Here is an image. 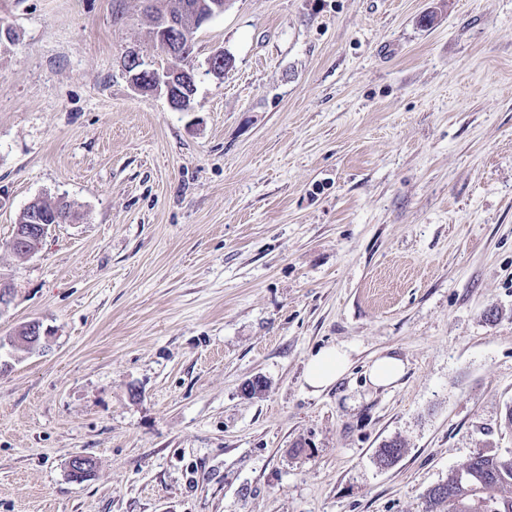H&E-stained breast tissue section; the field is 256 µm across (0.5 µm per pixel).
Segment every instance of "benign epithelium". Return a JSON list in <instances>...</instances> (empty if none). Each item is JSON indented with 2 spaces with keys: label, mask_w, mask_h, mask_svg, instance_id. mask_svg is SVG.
<instances>
[{
  "label": "benign epithelium",
  "mask_w": 512,
  "mask_h": 512,
  "mask_svg": "<svg viewBox=\"0 0 512 512\" xmlns=\"http://www.w3.org/2000/svg\"><path fill=\"white\" fill-rule=\"evenodd\" d=\"M232 0H211L209 6L200 11L196 7L178 15H173L166 9L164 0H149V6L155 22L152 39L159 52L166 57L168 65L163 69L152 67L138 54L128 55L125 68L133 88L141 93H158L165 95L170 107L176 111L189 110V101L195 91L194 68L178 65L183 54L184 45L189 32L201 27L212 18L224 13ZM208 71L221 72L229 68L232 58L220 50L208 60ZM50 224H19L11 240V250L19 258L32 255L45 238ZM48 338L41 324L32 321L19 328L12 346L33 351L42 346ZM89 465L86 457L77 455L69 461V473L75 480L88 478Z\"/></svg>",
  "instance_id": "obj_1"
}]
</instances>
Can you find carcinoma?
<instances>
[{
	"label": "carcinoma",
	"mask_w": 512,
	"mask_h": 512,
	"mask_svg": "<svg viewBox=\"0 0 512 512\" xmlns=\"http://www.w3.org/2000/svg\"><path fill=\"white\" fill-rule=\"evenodd\" d=\"M404 445L391 440L377 451V458L394 464L402 456ZM461 467L475 474L465 491L457 487L454 469L448 478L425 494V512H512V453L490 454L475 451Z\"/></svg>",
	"instance_id": "1"
}]
</instances>
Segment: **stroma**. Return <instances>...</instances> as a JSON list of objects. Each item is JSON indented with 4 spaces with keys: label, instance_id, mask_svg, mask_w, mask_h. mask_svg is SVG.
Segmentation results:
<instances>
[{
    "label": "stroma",
    "instance_id": "obj_1",
    "mask_svg": "<svg viewBox=\"0 0 512 512\" xmlns=\"http://www.w3.org/2000/svg\"><path fill=\"white\" fill-rule=\"evenodd\" d=\"M0 29V512H423L512 451V0H233L190 112L129 82L166 64L142 0H0ZM38 198L75 217L20 259ZM47 338L48 334H46V331H42L41 324L39 322L32 321L19 328L11 343L14 347L33 351L42 347V343ZM351 365L350 353L344 346H324L307 359L303 378L314 393H320L336 384ZM405 362L393 353L374 357L366 366L365 375L373 387L395 386L405 373Z\"/></svg>",
    "mask_w": 512,
    "mask_h": 512
}]
</instances>
